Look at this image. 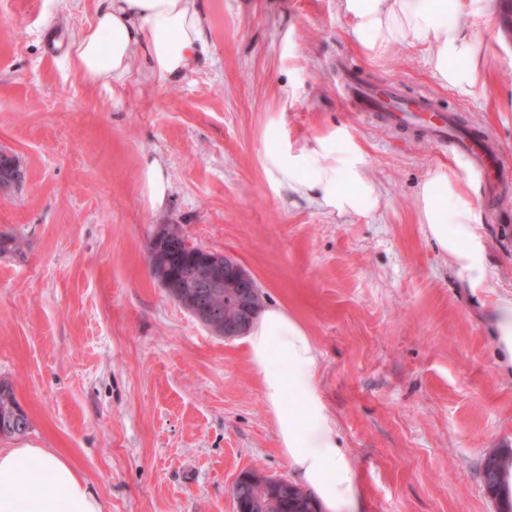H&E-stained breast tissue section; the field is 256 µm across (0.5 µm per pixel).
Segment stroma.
Masks as SVG:
<instances>
[{
  "instance_id": "obj_1",
  "label": "stroma",
  "mask_w": 512,
  "mask_h": 512,
  "mask_svg": "<svg viewBox=\"0 0 512 512\" xmlns=\"http://www.w3.org/2000/svg\"><path fill=\"white\" fill-rule=\"evenodd\" d=\"M98 0H0V380L29 428L0 448L71 461L104 512H236L238 474L296 482L240 339L212 334L150 271L157 230L235 257L263 305L281 304L318 351L320 384L361 488L358 512H498L482 463L512 448V359L495 329L512 299V193H478L489 288H470L417 222L415 192L447 148L356 111L347 76L429 95L512 159V42L481 0L477 99L442 87L420 50L368 60L338 0H200L205 53L174 81L86 83L70 44ZM295 148L344 124L381 208L325 213L278 189L264 131ZM168 184L141 188L144 160ZM141 186L153 207L163 204L166 198L167 183L161 168L155 161H146L141 172Z\"/></svg>"
}]
</instances>
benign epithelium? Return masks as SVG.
<instances>
[{
    "label": "benign epithelium",
    "instance_id": "obj_1",
    "mask_svg": "<svg viewBox=\"0 0 512 512\" xmlns=\"http://www.w3.org/2000/svg\"><path fill=\"white\" fill-rule=\"evenodd\" d=\"M149 265L168 295L218 336L232 339L243 335L256 314L259 291L255 279L234 258L193 248L176 224L152 238ZM202 291L230 297L237 319L226 321L219 312L203 307L199 300Z\"/></svg>",
    "mask_w": 512,
    "mask_h": 512
}]
</instances>
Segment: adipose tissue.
I'll use <instances>...</instances> for the list:
<instances>
[{
  "label": "adipose tissue",
  "instance_id": "ef3b65f1",
  "mask_svg": "<svg viewBox=\"0 0 512 512\" xmlns=\"http://www.w3.org/2000/svg\"><path fill=\"white\" fill-rule=\"evenodd\" d=\"M478 0H340L349 33L371 60L400 42L425 52L438 83L464 98L484 83L485 45L471 31ZM205 39L196 0H100L93 23L72 42L71 63L92 84L124 83L136 56L162 83L198 62ZM365 152L347 125L331 126L303 147L268 150L274 184L338 215L381 206L379 185L364 175ZM477 188L463 167L439 164L418 186L419 223L443 254L483 288L485 246L475 230ZM279 446L323 512H353L360 496L352 462L319 385L318 354L285 306L271 305L244 339ZM0 512H104L100 497L63 456L46 448H0Z\"/></svg>",
  "mask_w": 512,
  "mask_h": 512
}]
</instances>
